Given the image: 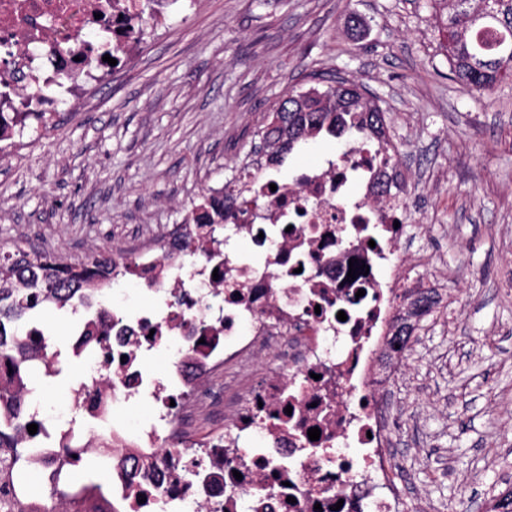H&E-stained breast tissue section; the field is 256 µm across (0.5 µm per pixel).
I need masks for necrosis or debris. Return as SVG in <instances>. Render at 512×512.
I'll list each match as a JSON object with an SVG mask.
<instances>
[{
  "label": "necrosis or debris",
  "mask_w": 512,
  "mask_h": 512,
  "mask_svg": "<svg viewBox=\"0 0 512 512\" xmlns=\"http://www.w3.org/2000/svg\"><path fill=\"white\" fill-rule=\"evenodd\" d=\"M136 2L0 0V126L19 135L101 88L102 45L130 58L148 41ZM397 152L362 138L287 180L259 155L253 188L209 187L257 197L215 239L187 223L113 246L120 279L152 304L73 298L84 366L65 401L21 407L37 426L21 434L28 469L56 490L80 459L108 457L111 494L79 491L102 512H426L398 475L389 405L397 338L426 293L410 279L419 186L381 165ZM353 259L369 272L351 281ZM158 352L166 367L148 369Z\"/></svg>",
  "instance_id": "1"
}]
</instances>
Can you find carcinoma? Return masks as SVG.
<instances>
[{"mask_svg": "<svg viewBox=\"0 0 512 512\" xmlns=\"http://www.w3.org/2000/svg\"><path fill=\"white\" fill-rule=\"evenodd\" d=\"M438 33L452 79L481 94L512 79V0H448ZM350 79L326 80L287 97V108L274 107L256 131L260 146L276 162L302 144L325 133L337 139L364 131L378 132L386 111L376 97ZM195 223H224V199L204 195L196 206ZM112 282V262L72 265L40 250L20 246L0 253V324L18 323L47 303L61 307L72 293L105 288ZM39 345L14 341L0 330V362L20 369ZM20 425L0 414V486L12 485L16 495L0 512H48L40 487L24 465Z\"/></svg>", "mask_w": 512, "mask_h": 512, "instance_id": "cac0c4a2", "label": "carcinoma"}]
</instances>
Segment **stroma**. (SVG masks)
Segmentation results:
<instances>
[{"instance_id": "obj_1", "label": "stroma", "mask_w": 512, "mask_h": 512, "mask_svg": "<svg viewBox=\"0 0 512 512\" xmlns=\"http://www.w3.org/2000/svg\"><path fill=\"white\" fill-rule=\"evenodd\" d=\"M426 0H174L156 36L81 108L0 145V250L67 263L182 223L250 151L263 115L314 74L383 102L440 272L462 290L425 316L392 404L398 469L437 512H490L512 451V80L449 78Z\"/></svg>"}]
</instances>
